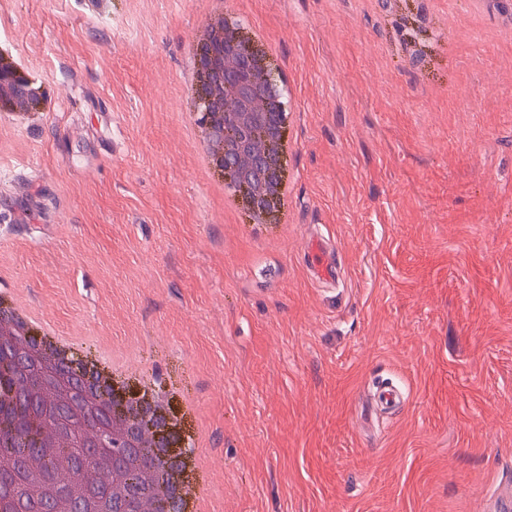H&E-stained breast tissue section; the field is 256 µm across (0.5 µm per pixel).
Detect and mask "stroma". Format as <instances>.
<instances>
[{"mask_svg": "<svg viewBox=\"0 0 512 512\" xmlns=\"http://www.w3.org/2000/svg\"><path fill=\"white\" fill-rule=\"evenodd\" d=\"M380 2L224 0L293 115L260 242L195 150L207 0H0L43 99L0 109V291L194 400L210 512L512 508V39L459 12L423 75ZM308 255L311 258L313 274L317 280L323 283L338 280L337 263L322 239L312 238L309 241Z\"/></svg>", "mask_w": 512, "mask_h": 512, "instance_id": "obj_1", "label": "stroma"}]
</instances>
